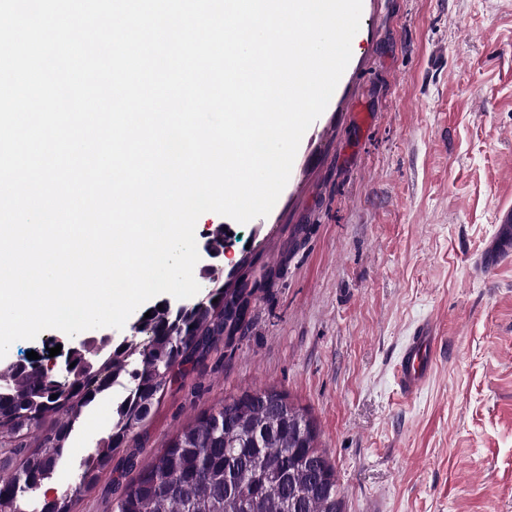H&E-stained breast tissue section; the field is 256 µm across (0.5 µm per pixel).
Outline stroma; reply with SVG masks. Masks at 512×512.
<instances>
[{
  "label": "stroma",
  "instance_id": "obj_1",
  "mask_svg": "<svg viewBox=\"0 0 512 512\" xmlns=\"http://www.w3.org/2000/svg\"><path fill=\"white\" fill-rule=\"evenodd\" d=\"M512 0H363L331 105L268 216L235 224L224 281L253 324L189 367L133 442L142 458L224 397L274 386L314 417L346 512H512ZM432 321L422 391L396 366ZM80 426L53 486L112 427ZM122 467L75 512H112Z\"/></svg>",
  "mask_w": 512,
  "mask_h": 512
}]
</instances>
